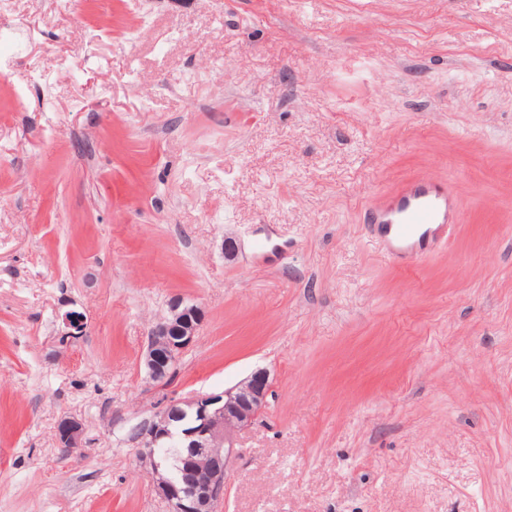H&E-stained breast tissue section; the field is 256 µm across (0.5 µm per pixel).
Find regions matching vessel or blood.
<instances>
[{
	"label": "vessel or blood",
	"mask_w": 512,
	"mask_h": 512,
	"mask_svg": "<svg viewBox=\"0 0 512 512\" xmlns=\"http://www.w3.org/2000/svg\"><path fill=\"white\" fill-rule=\"evenodd\" d=\"M455 200L456 193L447 184L412 180L374 207L369 221L387 255L410 271L445 240Z\"/></svg>",
	"instance_id": "vessel-or-blood-1"
}]
</instances>
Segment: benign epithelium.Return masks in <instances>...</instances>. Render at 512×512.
<instances>
[{"label": "benign epithelium", "instance_id": "benign-epithelium-1", "mask_svg": "<svg viewBox=\"0 0 512 512\" xmlns=\"http://www.w3.org/2000/svg\"><path fill=\"white\" fill-rule=\"evenodd\" d=\"M202 319L201 309L176 297L166 313L149 332L143 364L153 384H166L174 367L194 343ZM64 335L85 332L84 316L70 311L63 318ZM269 373L264 368L222 394H200L190 399H172L137 433L139 458L154 477L155 492L163 498L169 512H219L231 467L238 456V434L254 424L267 406ZM84 429L71 417L57 426L61 458L82 446ZM184 445L189 454L182 461V475L172 477L162 465L160 449ZM207 464L206 475L191 478L199 462Z\"/></svg>", "mask_w": 512, "mask_h": 512}]
</instances>
